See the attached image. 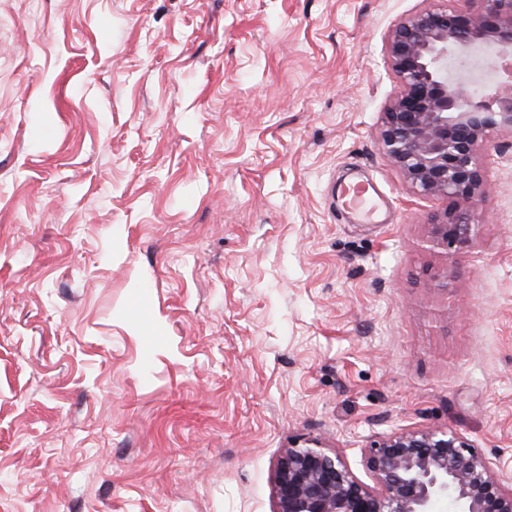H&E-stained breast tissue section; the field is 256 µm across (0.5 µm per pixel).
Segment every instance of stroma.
<instances>
[{"label":"stroma","mask_w":512,"mask_h":512,"mask_svg":"<svg viewBox=\"0 0 512 512\" xmlns=\"http://www.w3.org/2000/svg\"><path fill=\"white\" fill-rule=\"evenodd\" d=\"M431 5L0 0V512H272L293 443L368 484L412 428L512 482V132L467 253L381 146Z\"/></svg>","instance_id":"1"}]
</instances>
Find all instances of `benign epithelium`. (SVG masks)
<instances>
[{
	"mask_svg": "<svg viewBox=\"0 0 512 512\" xmlns=\"http://www.w3.org/2000/svg\"><path fill=\"white\" fill-rule=\"evenodd\" d=\"M454 2L402 20L388 41L401 92L384 113L382 148L416 193L456 203L431 224L429 251L474 247L477 147L495 130L512 131V95L471 93L448 78V61L478 45L512 56V0ZM364 461L373 487L318 438L288 448L275 469L273 512H436L441 502L448 512H512V485L452 430L380 436Z\"/></svg>",
	"mask_w": 512,
	"mask_h": 512,
	"instance_id": "obj_1",
	"label": "benign epithelium"
}]
</instances>
